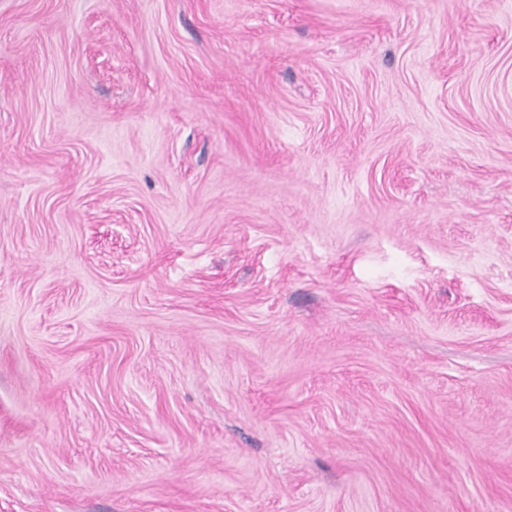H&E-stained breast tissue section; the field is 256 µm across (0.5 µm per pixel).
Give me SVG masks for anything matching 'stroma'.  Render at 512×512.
I'll return each instance as SVG.
<instances>
[{"instance_id":"stroma-1","label":"stroma","mask_w":512,"mask_h":512,"mask_svg":"<svg viewBox=\"0 0 512 512\" xmlns=\"http://www.w3.org/2000/svg\"><path fill=\"white\" fill-rule=\"evenodd\" d=\"M0 512H512V0H0Z\"/></svg>"}]
</instances>
